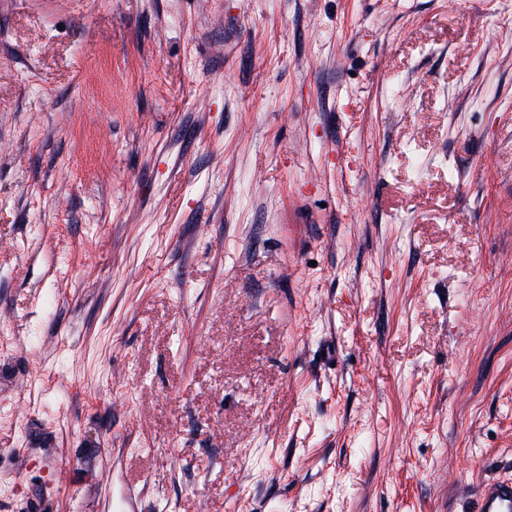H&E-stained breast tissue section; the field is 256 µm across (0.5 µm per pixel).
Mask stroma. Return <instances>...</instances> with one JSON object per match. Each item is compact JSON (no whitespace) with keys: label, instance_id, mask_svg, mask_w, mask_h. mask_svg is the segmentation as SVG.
<instances>
[{"label":"stroma","instance_id":"stroma-1","mask_svg":"<svg viewBox=\"0 0 512 512\" xmlns=\"http://www.w3.org/2000/svg\"><path fill=\"white\" fill-rule=\"evenodd\" d=\"M512 479V0H0V512H477Z\"/></svg>","mask_w":512,"mask_h":512}]
</instances>
